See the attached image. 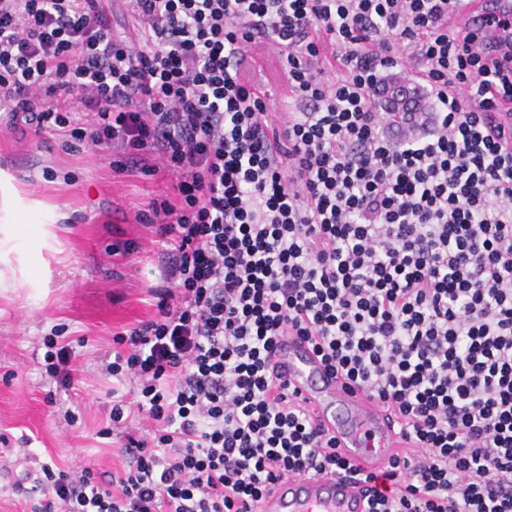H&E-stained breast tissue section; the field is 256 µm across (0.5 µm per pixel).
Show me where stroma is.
I'll use <instances>...</instances> for the list:
<instances>
[{
    "label": "stroma",
    "mask_w": 512,
    "mask_h": 512,
    "mask_svg": "<svg viewBox=\"0 0 512 512\" xmlns=\"http://www.w3.org/2000/svg\"><path fill=\"white\" fill-rule=\"evenodd\" d=\"M123 161L0 124V173L40 204L13 241L26 262L0 263V512L42 501L36 464L97 475L122 465L99 432L128 389L102 367L116 333L157 314L148 289L160 282L163 246L137 214L175 185L165 168L129 174ZM62 346L74 351L66 380L48 371Z\"/></svg>",
    "instance_id": "obj_1"
}]
</instances>
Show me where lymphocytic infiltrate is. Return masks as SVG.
<instances>
[{
	"instance_id": "obj_1",
	"label": "lymphocytic infiltrate",
	"mask_w": 512,
	"mask_h": 512,
	"mask_svg": "<svg viewBox=\"0 0 512 512\" xmlns=\"http://www.w3.org/2000/svg\"><path fill=\"white\" fill-rule=\"evenodd\" d=\"M457 0H0L10 127L155 157L175 197L155 318L105 375L110 484L41 466L38 512H259L281 480L344 473L368 512H512V60L450 28ZM275 50L299 112L272 117ZM415 65L431 131L391 132L384 75ZM308 342L405 448L363 472L274 372Z\"/></svg>"
}]
</instances>
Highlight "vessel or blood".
Segmentation results:
<instances>
[{"instance_id":"vessel-or-blood-1","label":"vessel or blood","mask_w":512,"mask_h":512,"mask_svg":"<svg viewBox=\"0 0 512 512\" xmlns=\"http://www.w3.org/2000/svg\"><path fill=\"white\" fill-rule=\"evenodd\" d=\"M473 37L486 57H512V0H463L448 15ZM277 372L300 390L319 422L335 434L347 457L368 471L387 462L399 448L384 410L360 391L344 386L327 371L309 345L295 336L282 338L274 357ZM368 497L344 475L293 478L266 496L263 512H367Z\"/></svg>"}]
</instances>
